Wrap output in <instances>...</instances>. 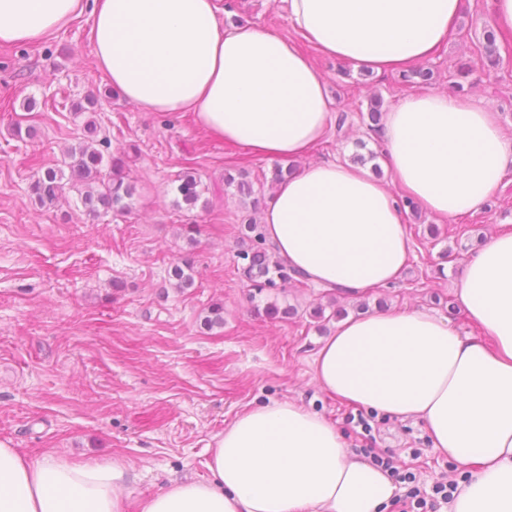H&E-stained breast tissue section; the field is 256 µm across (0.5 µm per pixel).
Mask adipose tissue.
Wrapping results in <instances>:
<instances>
[{"label":"adipose tissue","mask_w":512,"mask_h":512,"mask_svg":"<svg viewBox=\"0 0 512 512\" xmlns=\"http://www.w3.org/2000/svg\"><path fill=\"white\" fill-rule=\"evenodd\" d=\"M288 21L322 55L377 73L427 59L455 33L463 0H287ZM222 0H0V44L35 43L89 14L104 79L150 112H190L205 131L292 163L333 120L327 81L292 40L256 25L221 28ZM392 173L318 161L281 182L263 211L289 266L356 297L396 283L410 241L401 197L443 219L492 198L512 168V130L483 102L425 92L400 99L380 138ZM458 303L482 331L428 308L350 317L320 346L323 391L420 425L464 468L448 512H512V232L465 262ZM204 480H173L140 512H384L399 487L294 401L249 409L220 435ZM135 481L121 461L33 460L0 443V512H125Z\"/></svg>","instance_id":"obj_1"}]
</instances>
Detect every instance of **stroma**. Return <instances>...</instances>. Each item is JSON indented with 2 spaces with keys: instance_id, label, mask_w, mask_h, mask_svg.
I'll list each match as a JSON object with an SVG mask.
<instances>
[{
  "instance_id": "obj_1",
  "label": "stroma",
  "mask_w": 512,
  "mask_h": 512,
  "mask_svg": "<svg viewBox=\"0 0 512 512\" xmlns=\"http://www.w3.org/2000/svg\"><path fill=\"white\" fill-rule=\"evenodd\" d=\"M227 27L240 21L294 38L283 0H224ZM88 16L72 20L47 41L0 46V443L32 459L59 454L74 461L121 459L137 476L126 512L170 480L208 478L211 448L238 414L271 401L292 400L323 415L343 432L350 448L391 457L412 470L418 486L456 483L462 474L436 452L418 425L374 413L365 426L348 418L351 404L320 390L314 359L328 324L319 331L311 313L323 296L314 285L288 288L278 305L296 318L261 314L267 296L251 297L237 259V241L249 201L224 185V169L245 168L260 186L272 160L248 154L197 126L185 112H146L124 98H108L92 53ZM485 0H464L458 31L429 59L432 91L464 62L477 58L489 29ZM500 65L474 66L471 97L483 99L512 127V32L497 35ZM328 81L335 109L347 113L343 135L328 133L318 159L349 161L358 143L375 149L378 138L359 118L367 93L392 107L410 95L398 74H364L351 63L321 55L301 43ZM70 99L93 93L101 131H112L111 150L124 154L138 194L130 213L99 221L60 201L37 204L28 185L39 169L62 157L65 136L83 131L84 117L70 112L26 111L56 90ZM33 127L20 140L15 124ZM194 168L207 191V209H176L174 180ZM196 225L189 237L187 225ZM439 239H431V228ZM512 229V170L501 191L479 210L456 220L422 214L410 224V253L398 283L370 291L364 300L337 296L354 311L366 303L391 309L425 307L461 333L478 335L454 288L467 257L493 233ZM452 249L454 261L440 254ZM193 259L194 285L171 288L167 268ZM124 283L112 287L113 280ZM224 307L223 326L201 324L212 304Z\"/></svg>"
}]
</instances>
